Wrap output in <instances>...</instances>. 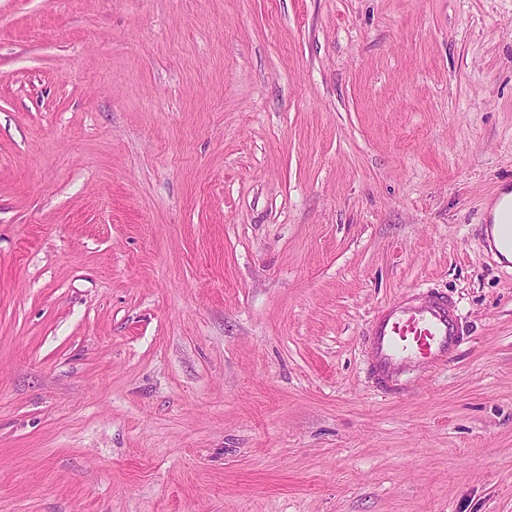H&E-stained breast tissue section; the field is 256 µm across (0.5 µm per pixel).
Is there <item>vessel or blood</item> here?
Instances as JSON below:
<instances>
[{
    "instance_id": "1",
    "label": "vessel or blood",
    "mask_w": 512,
    "mask_h": 512,
    "mask_svg": "<svg viewBox=\"0 0 512 512\" xmlns=\"http://www.w3.org/2000/svg\"><path fill=\"white\" fill-rule=\"evenodd\" d=\"M464 331L452 305L427 295L406 297L379 309L365 333L372 369L385 393L402 392L410 375L444 369Z\"/></svg>"
}]
</instances>
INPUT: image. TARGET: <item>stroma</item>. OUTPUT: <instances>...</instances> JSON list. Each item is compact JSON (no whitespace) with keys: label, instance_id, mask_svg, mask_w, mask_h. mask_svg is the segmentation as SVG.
Instances as JSON below:
<instances>
[{"label":"stroma","instance_id":"1","mask_svg":"<svg viewBox=\"0 0 512 512\" xmlns=\"http://www.w3.org/2000/svg\"><path fill=\"white\" fill-rule=\"evenodd\" d=\"M509 182L512 0H0V512H512ZM511 198H512L511 194H509L507 191H504L501 194L500 199L497 202H495V204L493 205V207L491 209V216H492V221L494 222V224H498V233H499L500 239L503 242L508 243L509 245L512 246V208L504 216L502 223L499 224L500 214H501L503 207L506 205H508V206L512 205V203L510 204ZM365 336L378 383L385 394H397L410 375L444 369L464 331L448 301L427 295L389 302L375 313Z\"/></svg>","mask_w":512,"mask_h":512}]
</instances>
